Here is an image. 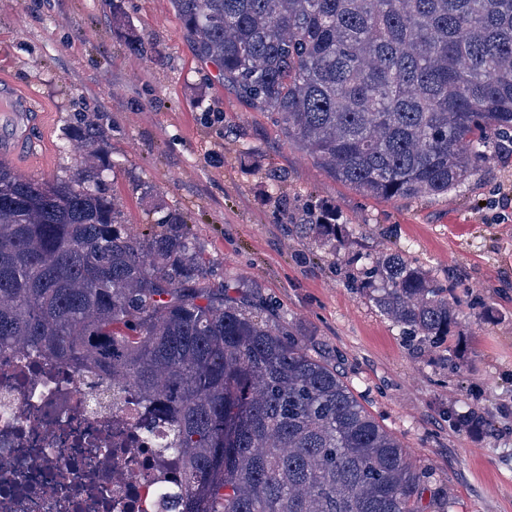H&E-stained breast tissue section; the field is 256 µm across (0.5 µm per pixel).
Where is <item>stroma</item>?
Wrapping results in <instances>:
<instances>
[{
  "instance_id": "35a3bbf8",
  "label": "stroma",
  "mask_w": 512,
  "mask_h": 512,
  "mask_svg": "<svg viewBox=\"0 0 512 512\" xmlns=\"http://www.w3.org/2000/svg\"><path fill=\"white\" fill-rule=\"evenodd\" d=\"M131 33L153 44L151 58L126 51ZM2 77L40 113L8 159L16 172L72 176L80 155L66 132L77 116L96 119L131 231L148 232L164 209L184 214L212 282L250 283L252 305L295 327L404 444L426 475L422 512L441 493L453 512H512V155L445 197L364 196L196 59L171 0H0ZM307 212L350 235L332 248L300 235ZM386 247L461 297L447 348L410 346L350 281L358 254ZM471 408L488 426L450 425L449 412Z\"/></svg>"
}]
</instances>
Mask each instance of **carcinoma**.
Instances as JSON below:
<instances>
[{
  "mask_svg": "<svg viewBox=\"0 0 512 512\" xmlns=\"http://www.w3.org/2000/svg\"><path fill=\"white\" fill-rule=\"evenodd\" d=\"M172 3L224 85L368 197L446 196L512 144V0ZM103 138L76 121L67 179L0 161V349L135 389L146 435L178 461L184 512H420L406 448L298 335L210 280L182 213L127 231ZM297 228L347 232L313 214ZM364 259L381 314L441 347L460 298L401 252Z\"/></svg>",
  "mask_w": 512,
  "mask_h": 512,
  "instance_id": "cac0c4a2",
  "label": "carcinoma"
}]
</instances>
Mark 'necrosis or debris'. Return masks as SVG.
<instances>
[{
	"label": "necrosis or debris",
	"mask_w": 512,
	"mask_h": 512,
	"mask_svg": "<svg viewBox=\"0 0 512 512\" xmlns=\"http://www.w3.org/2000/svg\"><path fill=\"white\" fill-rule=\"evenodd\" d=\"M112 380L0 351V512H171L176 465Z\"/></svg>",
	"instance_id": "necrosis-or-debris-1"
}]
</instances>
